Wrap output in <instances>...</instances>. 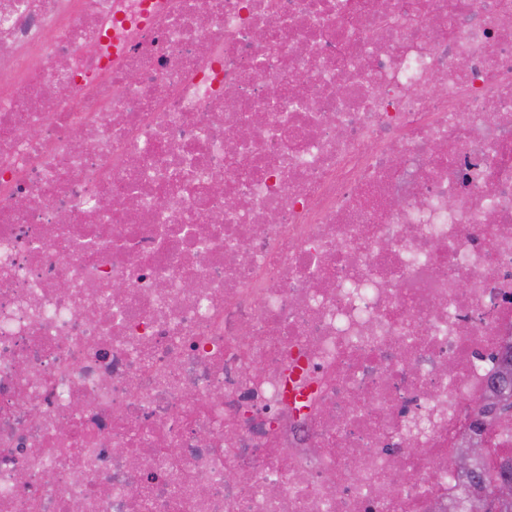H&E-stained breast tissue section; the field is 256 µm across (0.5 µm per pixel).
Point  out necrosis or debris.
<instances>
[{"instance_id": "necrosis-or-debris-1", "label": "necrosis or debris", "mask_w": 512, "mask_h": 512, "mask_svg": "<svg viewBox=\"0 0 512 512\" xmlns=\"http://www.w3.org/2000/svg\"><path fill=\"white\" fill-rule=\"evenodd\" d=\"M509 341L512 0H0V512H456Z\"/></svg>"}]
</instances>
